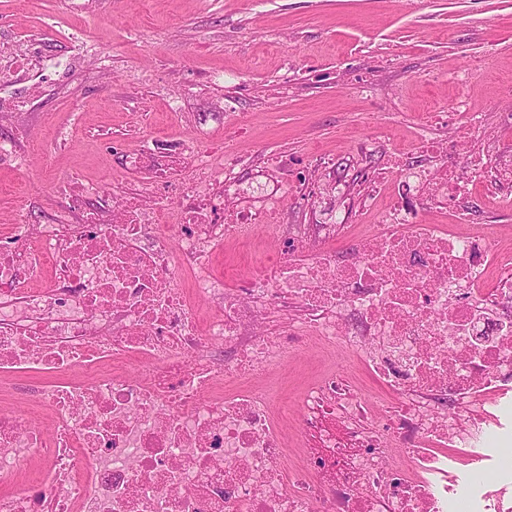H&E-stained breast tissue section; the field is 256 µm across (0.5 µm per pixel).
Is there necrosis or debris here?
Listing matches in <instances>:
<instances>
[{"label": "necrosis or debris", "mask_w": 512, "mask_h": 512, "mask_svg": "<svg viewBox=\"0 0 512 512\" xmlns=\"http://www.w3.org/2000/svg\"><path fill=\"white\" fill-rule=\"evenodd\" d=\"M92 57L110 63L89 39L64 64L30 42L0 56V81L34 96L33 71ZM421 145L440 164L437 181L414 173L433 198L397 190L342 259L344 225L283 223L284 185L245 208L251 157L193 138L120 151V198L76 181L48 223L17 212L0 239V377L33 378L26 410L0 404V483L37 482L1 493L0 512H448L442 451L468 447L512 380V247L497 224L418 216L457 212L476 183L512 202V159ZM267 224L276 248L227 287L214 249ZM271 309L297 317L273 330ZM313 336L350 361L284 401L281 368ZM362 369L383 395L360 392Z\"/></svg>", "instance_id": "1"}]
</instances>
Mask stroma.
Masks as SVG:
<instances>
[{"label": "stroma", "instance_id": "obj_1", "mask_svg": "<svg viewBox=\"0 0 512 512\" xmlns=\"http://www.w3.org/2000/svg\"><path fill=\"white\" fill-rule=\"evenodd\" d=\"M82 2L70 0L61 15L56 0H0V16L11 21L0 46L39 40L63 60L72 50L67 29L83 27L112 57V76L103 81L91 73L65 88L62 75L39 76L38 105L0 118L2 135L26 122L44 130L29 168L0 169V236H9L17 208L37 221L51 214L70 173L117 195L125 176L114 142L135 149L186 133L218 140L238 129L268 190L280 175L267 158L287 155L294 179L324 153L333 164L316 173L312 198L288 201L292 224L333 223L346 191H361L369 169L385 167L394 152L412 160L427 113L443 117L436 138L459 139L450 106L460 96L486 115L474 132L477 150L493 160L512 156V131L488 118L500 86L512 82V0H102L92 17ZM464 69L472 78L460 86L453 77ZM208 74L216 83L188 98L183 120L173 119L168 97ZM218 96L234 100V109L210 111ZM60 126L75 131L63 151L52 136ZM463 208L468 223L512 225V204L481 188ZM275 244L270 224L250 255ZM247 256L219 247L213 271L247 273ZM484 412L472 452L452 449L440 462L461 492L473 476L490 485L504 480L497 448L512 443V384L487 399Z\"/></svg>", "mask_w": 512, "mask_h": 512}]
</instances>
